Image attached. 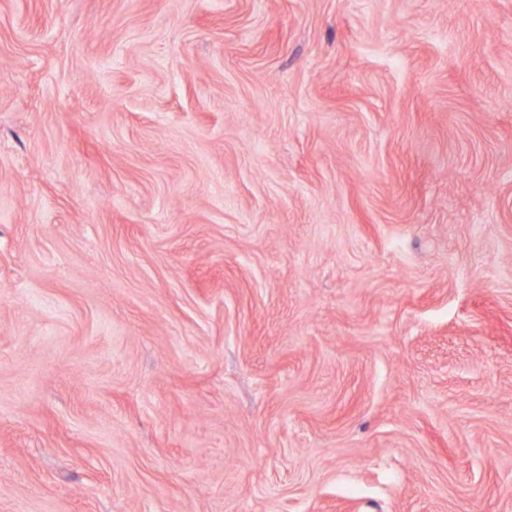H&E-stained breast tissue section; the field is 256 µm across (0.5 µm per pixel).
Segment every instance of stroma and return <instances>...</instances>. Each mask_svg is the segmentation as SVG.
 I'll use <instances>...</instances> for the list:
<instances>
[{"mask_svg":"<svg viewBox=\"0 0 512 512\" xmlns=\"http://www.w3.org/2000/svg\"><path fill=\"white\" fill-rule=\"evenodd\" d=\"M0 512H512V0H0Z\"/></svg>","mask_w":512,"mask_h":512,"instance_id":"1","label":"stroma"}]
</instances>
